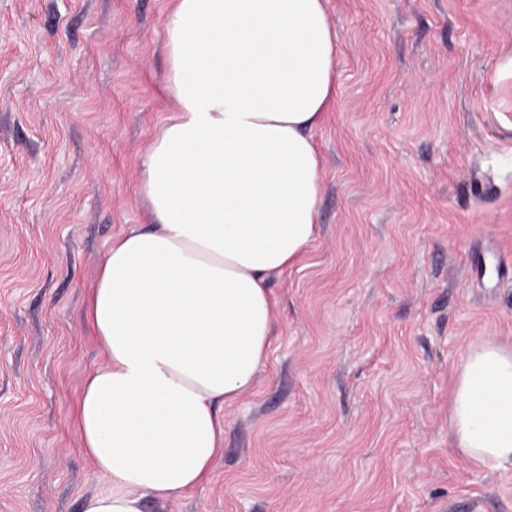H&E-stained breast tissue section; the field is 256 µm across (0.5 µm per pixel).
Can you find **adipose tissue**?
Segmentation results:
<instances>
[{
	"instance_id": "obj_1",
	"label": "adipose tissue",
	"mask_w": 512,
	"mask_h": 512,
	"mask_svg": "<svg viewBox=\"0 0 512 512\" xmlns=\"http://www.w3.org/2000/svg\"><path fill=\"white\" fill-rule=\"evenodd\" d=\"M339 34L325 0H173L174 115L140 159L153 222L113 239L86 318L106 365L86 378L81 445L112 492L82 512H143L206 481L219 408L248 394L271 343L269 277L318 232L310 132L335 101ZM448 425L472 464L512 469V342L471 343Z\"/></svg>"
}]
</instances>
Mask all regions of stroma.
Here are the masks:
<instances>
[{"instance_id":"obj_1","label":"stroma","mask_w":512,"mask_h":512,"mask_svg":"<svg viewBox=\"0 0 512 512\" xmlns=\"http://www.w3.org/2000/svg\"><path fill=\"white\" fill-rule=\"evenodd\" d=\"M170 6L0 0V512L112 489L75 419L105 362L86 311L112 239L151 221ZM326 6L318 236L270 278L272 345L211 478L145 512H512V470L448 427L469 344L512 338V0Z\"/></svg>"}]
</instances>
